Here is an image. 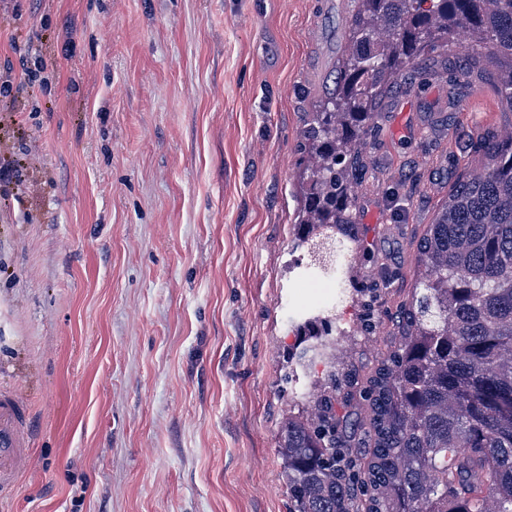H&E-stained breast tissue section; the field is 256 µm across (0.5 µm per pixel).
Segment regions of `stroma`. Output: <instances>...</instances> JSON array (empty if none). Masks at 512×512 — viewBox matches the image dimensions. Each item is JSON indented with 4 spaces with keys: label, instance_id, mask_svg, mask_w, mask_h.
<instances>
[{
    "label": "stroma",
    "instance_id": "obj_1",
    "mask_svg": "<svg viewBox=\"0 0 512 512\" xmlns=\"http://www.w3.org/2000/svg\"><path fill=\"white\" fill-rule=\"evenodd\" d=\"M354 0H0V380L30 465L0 512H289L280 427L292 325L321 300L292 265L303 115L333 87ZM374 112L364 241L335 310L336 412L367 408L419 244L480 145L512 128L496 64L457 33ZM470 62L468 73L459 66Z\"/></svg>",
    "mask_w": 512,
    "mask_h": 512
}]
</instances>
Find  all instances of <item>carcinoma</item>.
Returning <instances> with one entry per match:
<instances>
[{"instance_id": "1", "label": "carcinoma", "mask_w": 512, "mask_h": 512, "mask_svg": "<svg viewBox=\"0 0 512 512\" xmlns=\"http://www.w3.org/2000/svg\"><path fill=\"white\" fill-rule=\"evenodd\" d=\"M465 30L497 62L512 111V0H355L336 90L305 113L307 157L294 248L328 287L351 278L353 169L389 85ZM459 182L420 245L422 272L393 349L369 379L366 491L338 433L330 300L294 325L281 381L310 378L309 406L278 435L289 512H512V140Z\"/></svg>"}]
</instances>
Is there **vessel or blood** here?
I'll list each match as a JSON object with an SVG mask.
<instances>
[{
	"label": "vessel or blood",
	"instance_id": "b4317fda",
	"mask_svg": "<svg viewBox=\"0 0 512 512\" xmlns=\"http://www.w3.org/2000/svg\"><path fill=\"white\" fill-rule=\"evenodd\" d=\"M34 445L23 402L15 387L0 384V488L12 486L28 466Z\"/></svg>",
	"mask_w": 512,
	"mask_h": 512
}]
</instances>
